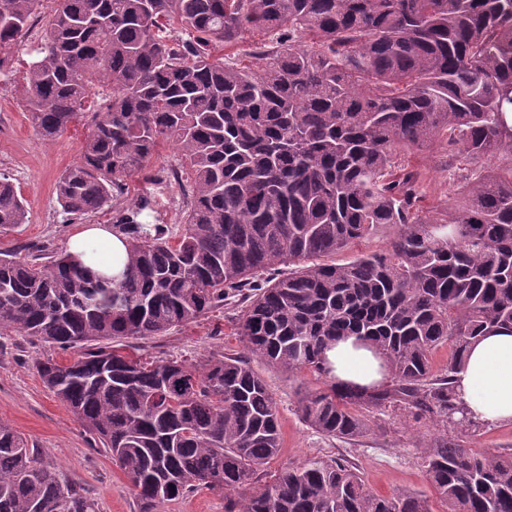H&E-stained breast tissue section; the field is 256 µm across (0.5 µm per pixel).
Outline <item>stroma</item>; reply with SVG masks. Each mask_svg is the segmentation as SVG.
<instances>
[{"mask_svg": "<svg viewBox=\"0 0 512 512\" xmlns=\"http://www.w3.org/2000/svg\"><path fill=\"white\" fill-rule=\"evenodd\" d=\"M54 8L53 0H46L9 73L0 74V177L18 187L28 211L25 224L0 236V251L24 255L64 252L80 223L112 224L118 211L141 196L151 199L171 230H178L181 193L177 184L167 181L152 183L131 176L128 196L110 202L81 222L69 219L58 204L56 183L65 168L78 161L87 129L77 122L55 141L42 142L24 95L28 66L38 57L43 30ZM398 162L418 173V190L430 216L447 220L450 193L470 175L471 163L464 158L449 162L448 149L441 142L427 149L404 151ZM244 312L241 302L224 306L197 323L142 341V349L160 359L178 357L193 365L219 354L240 355L244 343L236 326ZM54 355L52 346L23 333H0V419L9 421L35 447L45 449L49 461L68 479L86 486L99 512H138L128 479L94 449L91 435L40 380L35 360ZM253 365L269 384L279 416L280 450L267 465L266 475L316 457L352 465L376 494H429L421 462L435 436L428 417L392 409L373 412L368 416L370 428L362 435L328 438L304 423L296 412L298 391L323 386L324 378L308 371L291 378L258 359Z\"/></svg>", "mask_w": 512, "mask_h": 512, "instance_id": "35a3bbf8", "label": "stroma"}]
</instances>
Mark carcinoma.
<instances>
[{
    "instance_id": "cac0c4a2",
    "label": "carcinoma",
    "mask_w": 512,
    "mask_h": 512,
    "mask_svg": "<svg viewBox=\"0 0 512 512\" xmlns=\"http://www.w3.org/2000/svg\"><path fill=\"white\" fill-rule=\"evenodd\" d=\"M45 0H0V71ZM26 74L33 126L52 142L88 129L57 186L79 219L129 193L165 144L182 163L181 228L116 220L128 261L112 283L68 253L48 262L0 253V331L70 355L39 360L43 384L131 483L139 512L199 487L236 493L224 512H431L428 497L380 496L349 465L310 459L259 481L279 452L276 399L251 364L326 388L297 412L331 438L366 429L362 411L398 408L436 425L473 426L454 375L469 344L512 331V0H56ZM261 32L259 70L224 48ZM441 140L448 161L509 157L473 169L448 220L423 211L418 173L397 149ZM27 221L0 178V233ZM389 248L333 259L377 227ZM294 269L277 278V266ZM245 353L194 367L147 361L129 345L197 322L232 298ZM356 337L388 368L360 387L331 376L327 351ZM452 343L444 375L431 354ZM444 512H512V452L437 436L422 458ZM0 512H98L82 484L0 420Z\"/></svg>"
}]
</instances>
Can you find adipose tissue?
Masks as SVG:
<instances>
[{
    "label": "adipose tissue",
    "mask_w": 512,
    "mask_h": 512,
    "mask_svg": "<svg viewBox=\"0 0 512 512\" xmlns=\"http://www.w3.org/2000/svg\"><path fill=\"white\" fill-rule=\"evenodd\" d=\"M69 252L93 271L112 275L120 274L127 262L124 235L96 224L71 237ZM327 356L339 380L368 385L383 379L372 349L355 338L339 341ZM455 391L472 421L512 422V332L489 334L468 347L455 376Z\"/></svg>",
    "instance_id": "obj_1"
}]
</instances>
